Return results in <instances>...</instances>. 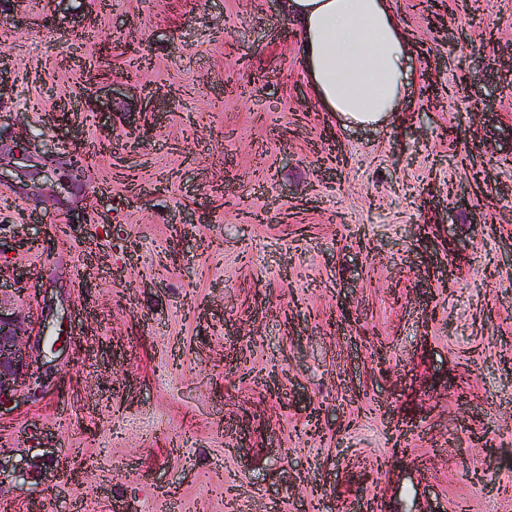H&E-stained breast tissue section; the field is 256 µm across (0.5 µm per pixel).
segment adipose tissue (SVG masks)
Returning a JSON list of instances; mask_svg holds the SVG:
<instances>
[{
  "instance_id": "ef3b65f1",
  "label": "adipose tissue",
  "mask_w": 512,
  "mask_h": 512,
  "mask_svg": "<svg viewBox=\"0 0 512 512\" xmlns=\"http://www.w3.org/2000/svg\"><path fill=\"white\" fill-rule=\"evenodd\" d=\"M285 10L323 111L362 125L399 112L411 79L412 41L391 0H286Z\"/></svg>"
}]
</instances>
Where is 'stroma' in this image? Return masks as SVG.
Listing matches in <instances>:
<instances>
[{
	"instance_id": "35a3bbf8",
	"label": "stroma",
	"mask_w": 512,
	"mask_h": 512,
	"mask_svg": "<svg viewBox=\"0 0 512 512\" xmlns=\"http://www.w3.org/2000/svg\"><path fill=\"white\" fill-rule=\"evenodd\" d=\"M393 4L413 81L359 126L283 0H0V240L51 235L0 281L57 340L0 413L8 512H314L328 477L337 512H512V0H435L457 43ZM80 96L84 138L149 137L70 186Z\"/></svg>"
}]
</instances>
